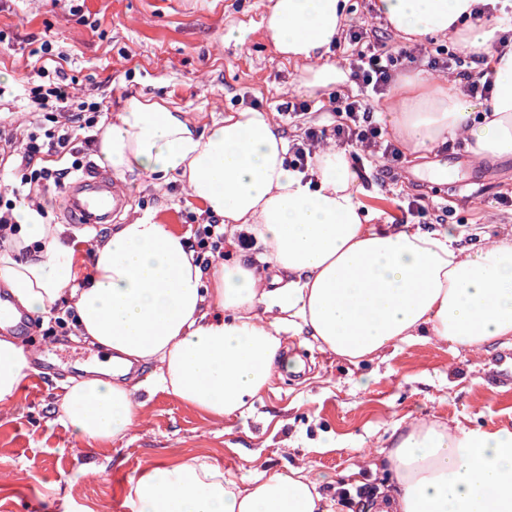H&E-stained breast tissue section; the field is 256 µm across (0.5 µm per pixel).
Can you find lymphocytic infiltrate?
Masks as SVG:
<instances>
[{
	"mask_svg": "<svg viewBox=\"0 0 512 512\" xmlns=\"http://www.w3.org/2000/svg\"><path fill=\"white\" fill-rule=\"evenodd\" d=\"M353 52L349 60L351 78L372 95L379 96L388 90L394 72L414 63L413 54L406 49L392 50L371 42L363 27L352 26L348 32ZM429 65L435 70H459L464 81L462 89L472 99L488 102L492 85L482 82L478 68L464 66L454 54L437 48ZM31 98L39 109L65 112L78 108L85 112V127H92L95 115L100 112L98 104L77 102L72 86L65 79L37 86L30 91ZM328 102L333 112L331 123L306 128L301 138L292 140L288 150V165L299 172H307L316 145L331 141L348 152L356 170H365L371 158L383 159L387 169H395L402 163V151L389 139L383 124L373 117L372 107L367 100L355 98L335 91L330 93ZM73 135L62 127L45 130L44 134H29L24 151L14 174L9 195H0V243L7 236L17 234L18 225L13 218L16 201L29 197L33 188H64L70 171L80 170V160L74 159ZM42 154L56 157L60 168L34 167V159Z\"/></svg>",
	"mask_w": 512,
	"mask_h": 512,
	"instance_id": "obj_1",
	"label": "lymphocytic infiltrate"
}]
</instances>
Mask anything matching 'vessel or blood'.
Returning a JSON list of instances; mask_svg holds the SVG:
<instances>
[{
	"label": "vessel or blood",
	"mask_w": 512,
	"mask_h": 512,
	"mask_svg": "<svg viewBox=\"0 0 512 512\" xmlns=\"http://www.w3.org/2000/svg\"><path fill=\"white\" fill-rule=\"evenodd\" d=\"M125 200L112 183L99 175L83 174L66 198L65 216L90 229L109 223ZM31 322L25 312L6 293L0 292V328L26 333Z\"/></svg>",
	"instance_id": "1"
}]
</instances>
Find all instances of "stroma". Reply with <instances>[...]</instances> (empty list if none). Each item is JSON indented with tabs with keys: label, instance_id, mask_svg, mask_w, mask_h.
I'll use <instances>...</instances> for the list:
<instances>
[{
	"label": "stroma",
	"instance_id": "1",
	"mask_svg": "<svg viewBox=\"0 0 512 512\" xmlns=\"http://www.w3.org/2000/svg\"><path fill=\"white\" fill-rule=\"evenodd\" d=\"M270 0H0V133L25 138L50 129L42 110L12 89L43 84L34 62L44 41L82 101L115 112L132 94L167 100L207 123L243 108L276 111L297 75L264 40L260 23ZM231 25L250 29L247 44L224 41ZM371 223L398 221L403 194H424L431 217L448 208L463 216L464 239H496L512 232V206L496 204L512 192V159L473 165L466 148L437 150L406 163L396 175L381 162L364 171ZM130 210L155 214L190 234L200 206L170 176L164 189L126 174ZM26 347L46 350V375L32 373L13 410L0 414V512H126L130 481L145 468L206 455L238 484L270 467L308 461L327 480L341 481L366 452L386 446L392 426L419 417L449 426H512V345L479 358L439 344L400 343L353 364L294 346L292 372L243 415L210 422L168 393L151 388L153 368L139 366L141 424L106 445L88 443L54 412L58 386L76 360L96 367L103 354L52 316L35 317Z\"/></svg>",
	"mask_w": 512,
	"mask_h": 512
}]
</instances>
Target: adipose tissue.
I'll return each instance as SVG.
<instances>
[{
    "label": "adipose tissue",
    "instance_id": "obj_1",
    "mask_svg": "<svg viewBox=\"0 0 512 512\" xmlns=\"http://www.w3.org/2000/svg\"><path fill=\"white\" fill-rule=\"evenodd\" d=\"M346 0H271L263 37L294 63L295 88L313 96L349 82L328 63L348 20ZM498 0H375L374 10L414 47L439 36L466 56L487 57L492 96L475 112L458 90L423 72L406 76L387 111L393 135L423 157L462 139L472 160L512 157V39ZM288 139L273 113L253 109L200 124L180 108L129 96L107 117L94 156L116 176L139 173L154 187L180 176L207 216L222 219L228 245L251 234L260 252L202 270L186 237L150 213L114 225L84 261L59 224L34 202L13 217L19 235L0 248V284L35 315L68 297L71 327L122 366H154L156 384L211 418L243 413L287 363L299 338L356 363L398 343L452 344L489 355L512 343V234L464 244L447 225L372 224L349 156L334 143L314 152L313 180L286 162ZM31 257L21 258L22 248ZM31 352L0 336V409L14 404ZM139 385L107 372L61 386L58 419L100 444L142 417ZM389 447L352 467L386 470V512H512V428L397 422ZM309 463L270 469L245 485L206 457L142 472L127 492L131 512H341L337 489Z\"/></svg>",
    "mask_w": 512,
    "mask_h": 512
}]
</instances>
